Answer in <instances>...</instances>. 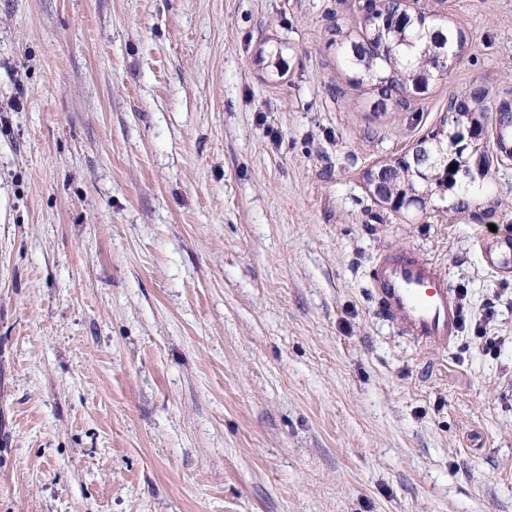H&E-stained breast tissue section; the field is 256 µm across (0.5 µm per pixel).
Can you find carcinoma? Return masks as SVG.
Instances as JSON below:
<instances>
[{
	"mask_svg": "<svg viewBox=\"0 0 512 512\" xmlns=\"http://www.w3.org/2000/svg\"><path fill=\"white\" fill-rule=\"evenodd\" d=\"M340 57L348 70L355 75L358 84L369 83L384 97L392 95L405 103L418 96L417 89L437 80V73L430 67L428 56L433 50L452 47L463 53L467 38L459 26H450L434 15L425 13L409 16L399 0H371L364 16V27L352 37L336 29ZM385 41L388 50L377 53L371 46ZM489 91L483 86H474L464 95L452 96L448 108V121L427 134L429 139H438L442 148L448 150V160L455 165L446 180L435 181L443 165L432 162L429 156L418 160L411 158L402 162L383 164L387 177L378 203H383L404 187L410 169L423 174L416 179V189L424 194V202L433 198L441 201L453 196L449 210L457 212L469 206V202L484 192L483 181L474 176V159L484 148L483 141L463 144L457 140V130L468 126L473 117L488 110ZM503 112L495 126L494 146L498 155L512 157V100L500 101Z\"/></svg>",
	"mask_w": 512,
	"mask_h": 512,
	"instance_id": "cac0c4a2",
	"label": "carcinoma"
}]
</instances>
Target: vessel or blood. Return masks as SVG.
<instances>
[{
	"instance_id": "1",
	"label": "vessel or blood",
	"mask_w": 512,
	"mask_h": 512,
	"mask_svg": "<svg viewBox=\"0 0 512 512\" xmlns=\"http://www.w3.org/2000/svg\"><path fill=\"white\" fill-rule=\"evenodd\" d=\"M371 286L380 313L397 320L401 334L418 353L457 341L459 303L432 259L413 248L383 252L375 262Z\"/></svg>"
}]
</instances>
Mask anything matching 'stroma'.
Wrapping results in <instances>:
<instances>
[{"label": "stroma", "mask_w": 512, "mask_h": 512, "mask_svg": "<svg viewBox=\"0 0 512 512\" xmlns=\"http://www.w3.org/2000/svg\"><path fill=\"white\" fill-rule=\"evenodd\" d=\"M364 2L0 0V512H512V167L485 223L363 179L512 100V0H418L467 44L384 111ZM407 247L467 292L423 356L370 288Z\"/></svg>", "instance_id": "35a3bbf8"}]
</instances>
